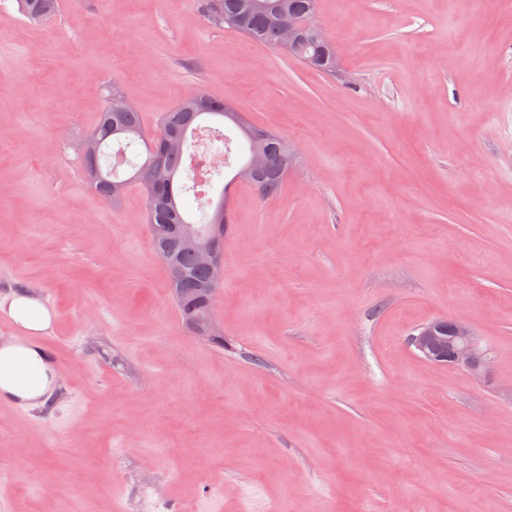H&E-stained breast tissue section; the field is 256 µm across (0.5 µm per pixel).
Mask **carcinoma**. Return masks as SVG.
Instances as JSON below:
<instances>
[{
	"label": "carcinoma",
	"mask_w": 512,
	"mask_h": 512,
	"mask_svg": "<svg viewBox=\"0 0 512 512\" xmlns=\"http://www.w3.org/2000/svg\"><path fill=\"white\" fill-rule=\"evenodd\" d=\"M317 0H201L206 19L217 27L240 32L252 40L280 49L308 66L324 71L336 70V51L315 33L305 32L304 41L296 48L282 44V28L305 18L316 8ZM21 12L32 20L55 16L57 0H19ZM194 98H183L165 113L156 134L143 139L140 114L135 109H122L123 97L112 89V107L100 112L91 133L96 151L84 155V163L97 192L114 205L123 193L115 191L119 184L138 183L146 192L147 221L152 229L153 249L161 248L159 235L169 225L187 224L182 196L193 191L196 167L203 163L209 169V188L228 167L229 150L215 162L210 146L192 136L204 118H218L233 124L239 131L236 151L252 157L257 151L268 158V168L260 173L256 189L263 196L280 193L293 154L288 142L279 135L246 123L224 100L203 91ZM171 253L173 270L168 272L171 295L178 309L190 308L194 313H213L206 289L211 287L209 269L197 255L180 248L174 238L165 236Z\"/></svg>",
	"instance_id": "obj_1"
}]
</instances>
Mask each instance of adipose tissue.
Segmentation results:
<instances>
[{"instance_id": "1", "label": "adipose tissue", "mask_w": 512, "mask_h": 512, "mask_svg": "<svg viewBox=\"0 0 512 512\" xmlns=\"http://www.w3.org/2000/svg\"><path fill=\"white\" fill-rule=\"evenodd\" d=\"M24 356L33 376L26 384H16L11 378L0 377V394L5 397L38 406L53 384V366L50 357L40 348L19 344L16 340L0 342V365H6L17 356Z\"/></svg>"}]
</instances>
